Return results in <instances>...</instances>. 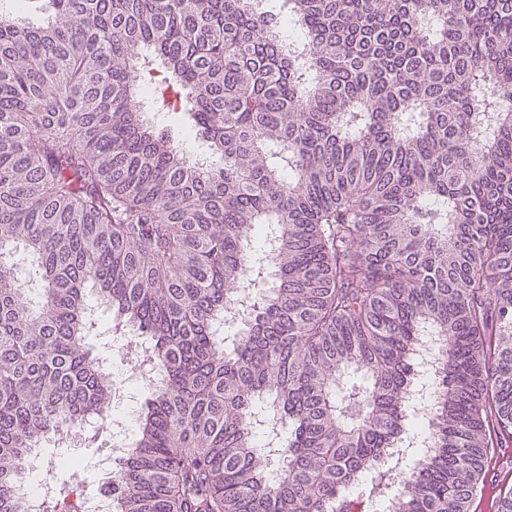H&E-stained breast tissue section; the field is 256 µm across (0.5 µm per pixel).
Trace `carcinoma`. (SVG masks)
I'll return each instance as SVG.
<instances>
[{
  "label": "carcinoma",
  "instance_id": "cac0c4a2",
  "mask_svg": "<svg viewBox=\"0 0 512 512\" xmlns=\"http://www.w3.org/2000/svg\"><path fill=\"white\" fill-rule=\"evenodd\" d=\"M18 2L0 512L32 450L112 410L110 334L162 374L116 512H469L512 445V0ZM49 460L43 512H80ZM161 127L168 131L174 143L182 150L187 152L195 151L200 148L193 140L186 142L183 140V135L180 131L182 117L178 112H166L161 115Z\"/></svg>",
  "mask_w": 512,
  "mask_h": 512
}]
</instances>
